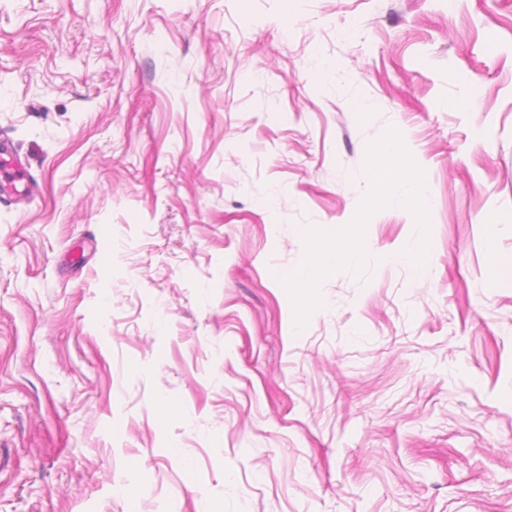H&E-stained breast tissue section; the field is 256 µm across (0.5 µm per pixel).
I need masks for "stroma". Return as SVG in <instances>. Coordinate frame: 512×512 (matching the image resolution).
Instances as JSON below:
<instances>
[{"instance_id":"obj_1","label":"stroma","mask_w":512,"mask_h":512,"mask_svg":"<svg viewBox=\"0 0 512 512\" xmlns=\"http://www.w3.org/2000/svg\"><path fill=\"white\" fill-rule=\"evenodd\" d=\"M0 139V512H512V0H0ZM33 184L28 180L22 163L16 159L11 147L0 146V196H30ZM398 152L393 144L377 148L372 154L370 171L384 187L390 184L391 176L396 169ZM390 200L401 207H414L426 211L431 204L430 192L426 182L418 177L408 178L401 189L392 191Z\"/></svg>"}]
</instances>
